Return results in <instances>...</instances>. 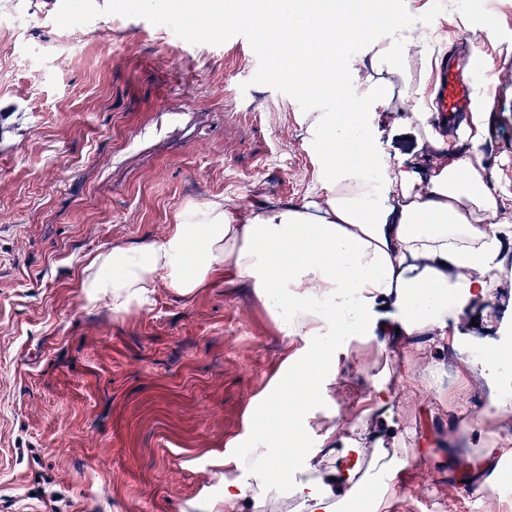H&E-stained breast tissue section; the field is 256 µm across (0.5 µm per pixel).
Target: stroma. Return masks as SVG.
I'll use <instances>...</instances> for the list:
<instances>
[{
    "label": "stroma",
    "instance_id": "1",
    "mask_svg": "<svg viewBox=\"0 0 512 512\" xmlns=\"http://www.w3.org/2000/svg\"><path fill=\"white\" fill-rule=\"evenodd\" d=\"M61 0H0V512H224L217 456L282 360L285 339L262 307L217 281L192 298L166 287L116 316L85 308L86 261L159 239L178 215L294 204L320 191L302 142V109L252 81L249 41L177 40L169 27L103 15L61 28ZM453 21L439 19V10ZM384 24L327 61L352 79L369 39L426 38L481 81L473 117L449 146L490 147L496 194L512 204V0L487 21L473 0H391ZM465 312L447 336L389 345L391 404L416 457L388 512H512L479 489L464 459L499 442L476 424L494 388L447 389L448 349L496 321ZM335 393L345 418L367 409L361 362Z\"/></svg>",
    "mask_w": 512,
    "mask_h": 512
}]
</instances>
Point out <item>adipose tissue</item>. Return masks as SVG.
Listing matches in <instances>:
<instances>
[{
  "label": "adipose tissue",
  "instance_id": "ef3b65f1",
  "mask_svg": "<svg viewBox=\"0 0 512 512\" xmlns=\"http://www.w3.org/2000/svg\"><path fill=\"white\" fill-rule=\"evenodd\" d=\"M425 39L373 40L356 76L341 82L325 69L310 77L329 112L301 117L303 141L318 165L317 199L269 201L232 213L210 207L180 217L157 240L115 246L94 255L78 282L85 307L113 314L150 305L156 288L190 297L215 281L249 289L278 323L289 349L267 387L249 403L241 431L225 444L221 499L225 512L251 500L256 512L288 498L297 512H385L393 483L409 466L400 423L388 407L382 368L368 395L391 431L382 439L351 417L345 430L318 413L337 386L340 358L352 340L445 336L470 308L486 307L497 286L512 285V206L487 189L473 152L449 153L430 115L404 119L419 143L440 155L432 168L383 157L375 146L376 106L395 95L422 96ZM342 451L334 467L316 460L332 441ZM393 454L383 457V444ZM308 474L289 481L293 468Z\"/></svg>",
  "mask_w": 512,
  "mask_h": 512
}]
</instances>
